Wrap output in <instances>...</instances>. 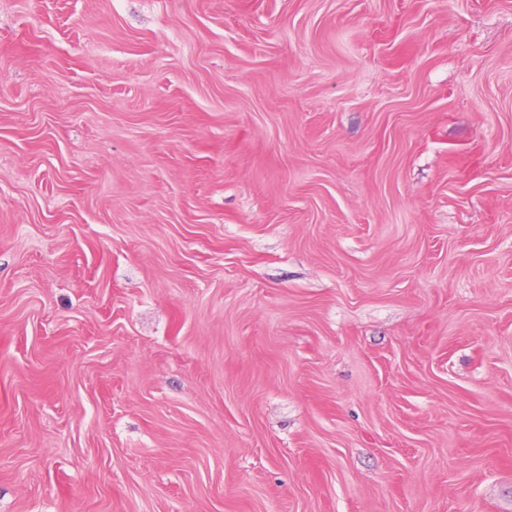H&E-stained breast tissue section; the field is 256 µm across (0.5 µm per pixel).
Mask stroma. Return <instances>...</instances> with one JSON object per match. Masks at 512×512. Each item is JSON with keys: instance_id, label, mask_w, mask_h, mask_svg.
<instances>
[{"instance_id": "1", "label": "stroma", "mask_w": 512, "mask_h": 512, "mask_svg": "<svg viewBox=\"0 0 512 512\" xmlns=\"http://www.w3.org/2000/svg\"><path fill=\"white\" fill-rule=\"evenodd\" d=\"M0 512H512V0H0Z\"/></svg>"}]
</instances>
